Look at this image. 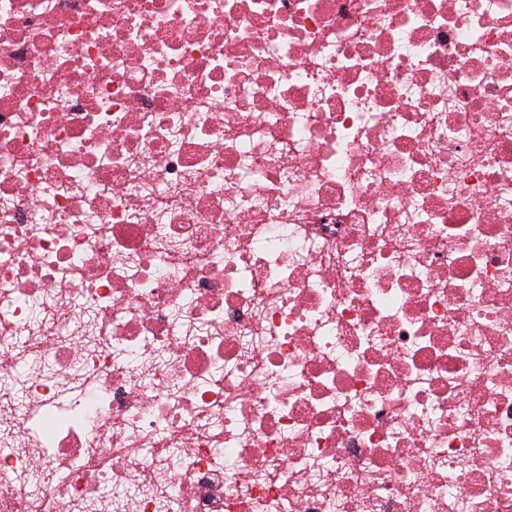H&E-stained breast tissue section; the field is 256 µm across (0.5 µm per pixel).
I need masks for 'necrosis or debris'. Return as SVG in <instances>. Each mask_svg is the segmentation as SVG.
<instances>
[{"label": "necrosis or debris", "instance_id": "4bbe7bcc", "mask_svg": "<svg viewBox=\"0 0 512 512\" xmlns=\"http://www.w3.org/2000/svg\"><path fill=\"white\" fill-rule=\"evenodd\" d=\"M22 366L0 512H512V0H0Z\"/></svg>", "mask_w": 512, "mask_h": 512}]
</instances>
